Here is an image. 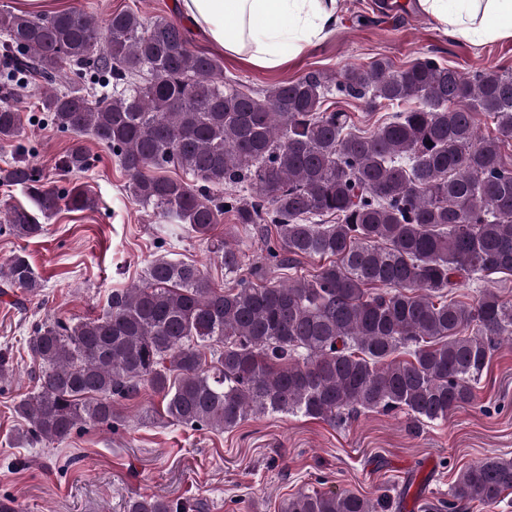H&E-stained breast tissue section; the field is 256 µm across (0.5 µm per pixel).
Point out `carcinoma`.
<instances>
[{
	"label": "carcinoma",
	"mask_w": 512,
	"mask_h": 512,
	"mask_svg": "<svg viewBox=\"0 0 512 512\" xmlns=\"http://www.w3.org/2000/svg\"><path fill=\"white\" fill-rule=\"evenodd\" d=\"M0 36V91L9 97L38 75L42 112L74 137L61 170H85L84 137L114 149L126 192L208 243L234 282L217 288L196 264L160 255L103 312L33 324L37 388L14 407L27 444L111 428L144 386L168 422L193 428L222 432L271 413L341 425L353 412H401L418 433L470 403L493 352L512 345L511 301L488 288L471 303L453 298L465 284L512 276V73L466 77L427 55L403 67L378 57L255 92L224 83L218 59L164 16L115 11L101 31L78 11L3 8ZM329 94L371 109L418 105L364 134L349 113L324 108ZM480 114L495 134H477ZM20 129V113L0 105V142ZM0 183L23 187L40 212L0 208L20 238L43 234L41 216L91 205L81 186L47 185L20 146ZM226 214L260 227L281 270L326 263L286 284L264 264L245 271L240 249L212 235ZM330 216L336 223H314ZM0 286L34 295L42 282L16 254L0 266ZM511 492L512 459L490 457L459 471L452 499L435 509L493 506ZM126 508L195 505L136 496ZM390 508L385 491L311 490L282 512Z\"/></svg>",
	"instance_id": "1"
}]
</instances>
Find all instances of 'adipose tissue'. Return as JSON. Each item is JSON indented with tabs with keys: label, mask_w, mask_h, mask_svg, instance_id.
<instances>
[{
	"label": "adipose tissue",
	"mask_w": 512,
	"mask_h": 512,
	"mask_svg": "<svg viewBox=\"0 0 512 512\" xmlns=\"http://www.w3.org/2000/svg\"><path fill=\"white\" fill-rule=\"evenodd\" d=\"M182 16L225 56L265 69L327 39L341 21L339 0H177ZM417 11L468 41L512 38V0H415Z\"/></svg>",
	"instance_id": "ef3b65f1"
}]
</instances>
